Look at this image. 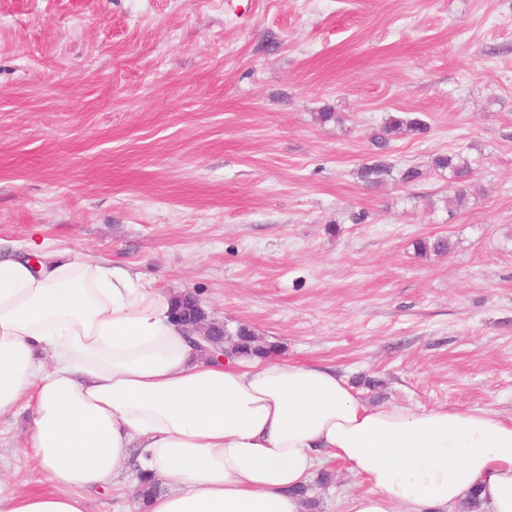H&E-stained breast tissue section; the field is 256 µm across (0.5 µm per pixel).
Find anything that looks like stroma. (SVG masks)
I'll return each instance as SVG.
<instances>
[{"label": "stroma", "mask_w": 512, "mask_h": 512, "mask_svg": "<svg viewBox=\"0 0 512 512\" xmlns=\"http://www.w3.org/2000/svg\"><path fill=\"white\" fill-rule=\"evenodd\" d=\"M392 116L429 125L389 147L423 176L365 186ZM458 149L461 206L430 168ZM0 239L192 291L368 404L511 415L512 0H0ZM30 426L0 417L20 491ZM136 485L90 512H143ZM368 489L336 460L308 484L316 512ZM431 163L435 170L448 171L449 178L458 185L469 180L476 165V162L461 150L436 154Z\"/></svg>", "instance_id": "stroma-1"}]
</instances>
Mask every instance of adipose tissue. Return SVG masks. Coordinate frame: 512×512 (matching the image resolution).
<instances>
[{"label":"adipose tissue","instance_id":"adipose-tissue-1","mask_svg":"<svg viewBox=\"0 0 512 512\" xmlns=\"http://www.w3.org/2000/svg\"><path fill=\"white\" fill-rule=\"evenodd\" d=\"M133 268L68 250L0 247V416L32 419L26 448L52 488H0V512H89L130 448L164 485L148 512H304L325 455L369 492L348 512H457L478 494L512 512V417L369 405L336 370L211 359Z\"/></svg>","mask_w":512,"mask_h":512}]
</instances>
